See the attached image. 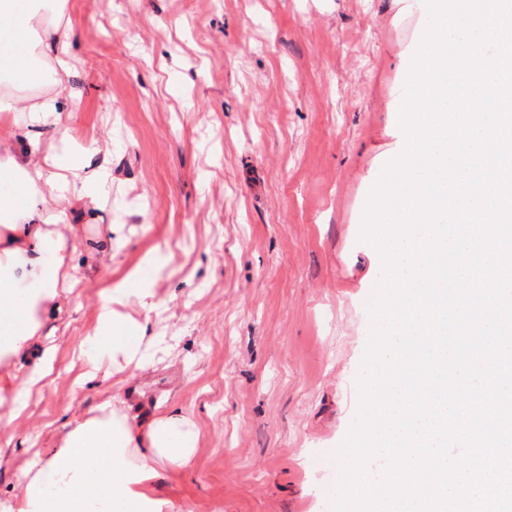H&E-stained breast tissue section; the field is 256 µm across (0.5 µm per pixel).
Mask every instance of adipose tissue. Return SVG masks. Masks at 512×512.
<instances>
[{
	"label": "adipose tissue",
	"instance_id": "ef3b65f1",
	"mask_svg": "<svg viewBox=\"0 0 512 512\" xmlns=\"http://www.w3.org/2000/svg\"><path fill=\"white\" fill-rule=\"evenodd\" d=\"M77 55L64 0H0V359L29 350L41 320L61 309L59 289L70 277L76 252L73 225L50 203L61 186L97 209L108 194L107 179L83 178L88 149L71 141L43 149L33 128L60 125L67 110L59 94L43 93L49 79L74 68ZM136 298L155 307L151 279L130 272L108 282L88 344L94 364L123 359L145 368L156 342L146 323L116 312ZM55 446L36 457L9 512H163L155 493L164 467L186 468L197 444L195 426L182 411L143 421L99 406L96 415L67 420Z\"/></svg>",
	"mask_w": 512,
	"mask_h": 512
}]
</instances>
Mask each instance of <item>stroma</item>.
Wrapping results in <instances>:
<instances>
[{"label":"stroma","instance_id":"stroma-1","mask_svg":"<svg viewBox=\"0 0 512 512\" xmlns=\"http://www.w3.org/2000/svg\"><path fill=\"white\" fill-rule=\"evenodd\" d=\"M65 14L78 62L54 90L71 116L40 139H97L85 171L107 169L111 196L97 212L64 189L54 202L76 226L73 285L27 357L0 365L23 404L0 409V512L63 419L111 399L84 383V341L105 273L135 268L158 277L160 343L128 381L134 410L198 430L189 466L158 481L172 512H332L320 491L342 476L383 274L363 212L405 139L390 106L426 19L397 0H66Z\"/></svg>","mask_w":512,"mask_h":512}]
</instances>
